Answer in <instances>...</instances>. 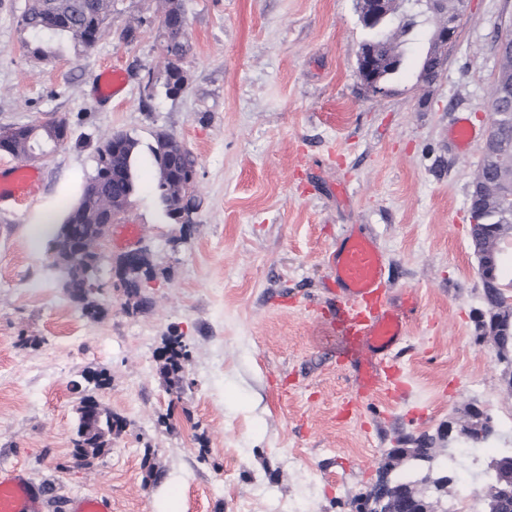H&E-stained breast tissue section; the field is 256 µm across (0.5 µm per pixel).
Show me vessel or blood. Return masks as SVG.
<instances>
[{"label":"vessel or blood","mask_w":512,"mask_h":512,"mask_svg":"<svg viewBox=\"0 0 512 512\" xmlns=\"http://www.w3.org/2000/svg\"><path fill=\"white\" fill-rule=\"evenodd\" d=\"M40 182L31 167L0 168V204L32 192ZM336 275L335 315L325 322L337 337L338 354L361 374L365 395L389 391L399 375L393 361L404 340L409 313L416 307L407 297L405 310L393 308L382 274V259L374 242L359 235L344 237L331 255ZM43 494L15 468L0 469V512H44ZM71 512H112L108 497L77 495Z\"/></svg>","instance_id":"obj_1"}]
</instances>
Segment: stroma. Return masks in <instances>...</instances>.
<instances>
[{"instance_id":"1","label":"stroma","mask_w":512,"mask_h":512,"mask_svg":"<svg viewBox=\"0 0 512 512\" xmlns=\"http://www.w3.org/2000/svg\"><path fill=\"white\" fill-rule=\"evenodd\" d=\"M24 3L0 0V126L63 118L71 134L37 163V192L0 207V468H24L48 512L87 493L109 495L112 512H346L396 440L462 423L472 406L512 446V368L476 339L484 302L469 239L512 0H466L435 81L419 75L426 36L405 42V70L382 94L358 76V0H181L191 50L175 96L167 0H114L94 48L48 57L20 23ZM110 66L124 88L107 99L95 90ZM463 117L477 132L465 151L453 136ZM117 131L138 142L123 221L149 248L148 304L128 298L111 236L91 321L63 287L50 232ZM163 132L195 160L190 224L168 218L156 193ZM355 228L375 241L390 295L418 299L396 361L410 388L392 402L360 393L322 327L328 257ZM170 336L189 352L179 391L158 373ZM94 370L107 388L87 383ZM90 394L126 427L83 462L73 440Z\"/></svg>"}]
</instances>
